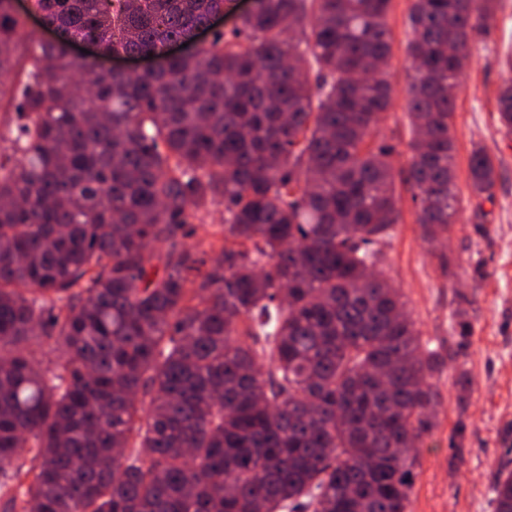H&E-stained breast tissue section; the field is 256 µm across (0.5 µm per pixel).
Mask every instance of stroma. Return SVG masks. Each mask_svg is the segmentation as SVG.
<instances>
[{
    "label": "stroma",
    "mask_w": 512,
    "mask_h": 512,
    "mask_svg": "<svg viewBox=\"0 0 512 512\" xmlns=\"http://www.w3.org/2000/svg\"><path fill=\"white\" fill-rule=\"evenodd\" d=\"M413 0H392L389 78L393 100L380 124L391 157L399 221L382 248L380 267L400 288L420 338L444 365L432 384L435 425L423 436L409 512H494L492 485L512 448V134L498 121L497 94L512 58V0H499L494 29L468 59L453 118L456 188L461 199L447 240L423 238L418 206L405 183L412 159L407 114ZM495 160L492 200L472 196L467 180L474 147ZM466 349H459L460 336ZM473 385L456 386L458 370Z\"/></svg>",
    "instance_id": "35a3bbf8"
}]
</instances>
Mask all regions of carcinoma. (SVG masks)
<instances>
[{
	"mask_svg": "<svg viewBox=\"0 0 512 512\" xmlns=\"http://www.w3.org/2000/svg\"><path fill=\"white\" fill-rule=\"evenodd\" d=\"M0 0V496L5 512H407L432 349L379 269L398 221L378 140L392 0ZM498 0H415L406 181L425 240L457 212L463 62ZM315 81L304 73L308 59ZM512 131V77L499 89ZM491 199L493 160L468 163ZM215 205L211 266L185 240ZM58 346L42 363L33 346ZM149 400V409L142 403ZM512 512V469L493 485Z\"/></svg>",
	"mask_w": 512,
	"mask_h": 512,
	"instance_id": "cac0c4a2",
	"label": "carcinoma"
}]
</instances>
